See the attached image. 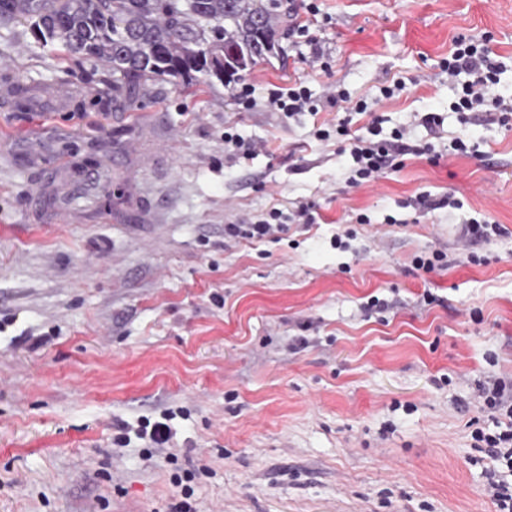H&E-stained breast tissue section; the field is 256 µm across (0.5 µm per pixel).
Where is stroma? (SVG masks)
<instances>
[{"label": "stroma", "mask_w": 512, "mask_h": 512, "mask_svg": "<svg viewBox=\"0 0 512 512\" xmlns=\"http://www.w3.org/2000/svg\"><path fill=\"white\" fill-rule=\"evenodd\" d=\"M316 4L315 23L296 9L309 37L280 28V53L245 74L249 111L178 79L105 107L92 62L0 27V512H166L186 470L197 512H495L472 432L492 424L477 385L512 374V129L476 127L481 156L449 154L440 65L456 37L490 34L512 93V0ZM311 37L330 74L308 65ZM299 81L366 96L384 133L438 159L350 186L348 141L314 136L335 109L266 106ZM19 83L37 106L17 108ZM228 131L262 151L233 157ZM300 204L313 224L224 240L237 217ZM475 220L502 233L473 241L483 264L457 263ZM435 250L447 267L414 268ZM374 296L391 309L367 310ZM168 411L176 462L143 459L140 421Z\"/></svg>", "instance_id": "1"}]
</instances>
